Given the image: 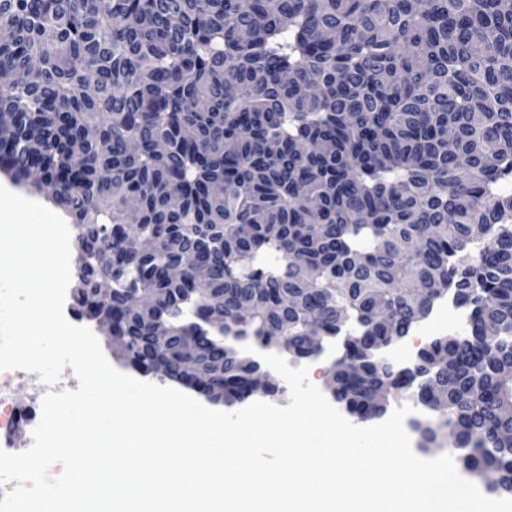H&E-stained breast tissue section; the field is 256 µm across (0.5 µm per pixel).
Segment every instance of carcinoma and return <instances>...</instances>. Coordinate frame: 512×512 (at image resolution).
<instances>
[{
    "label": "carcinoma",
    "instance_id": "cac0c4a2",
    "mask_svg": "<svg viewBox=\"0 0 512 512\" xmlns=\"http://www.w3.org/2000/svg\"><path fill=\"white\" fill-rule=\"evenodd\" d=\"M0 29V173L71 219L77 311L133 368L277 397L233 343L308 360L349 324L333 400L420 403L512 493V0H0ZM449 296L464 333L380 359Z\"/></svg>",
    "mask_w": 512,
    "mask_h": 512
}]
</instances>
